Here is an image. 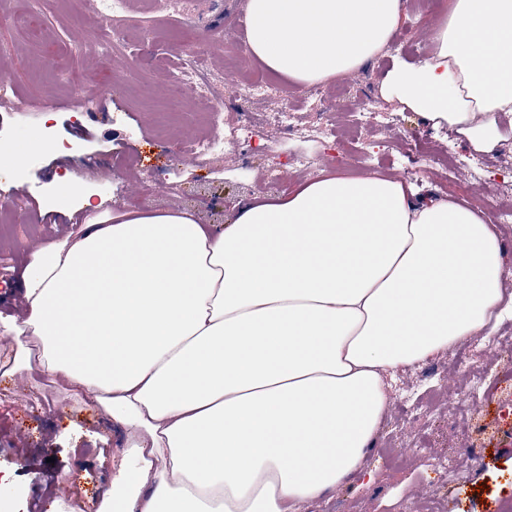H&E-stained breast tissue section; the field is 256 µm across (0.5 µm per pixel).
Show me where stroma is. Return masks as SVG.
Returning a JSON list of instances; mask_svg holds the SVG:
<instances>
[{
	"mask_svg": "<svg viewBox=\"0 0 512 512\" xmlns=\"http://www.w3.org/2000/svg\"><path fill=\"white\" fill-rule=\"evenodd\" d=\"M129 35L121 55L105 49L110 25L99 0H0V46L15 90L0 95V150L28 148L32 134L49 133L51 147L37 162L0 160V282L12 280L29 254L77 232L86 212L79 198L62 199L57 180L71 181L94 204L119 213L134 207L184 208L199 223L225 224L239 201L267 194L270 175L299 156L319 154V170L297 168L279 186L332 170L347 176L371 172L415 184L416 203L451 198L475 207L512 208V140L486 152L475 166L473 150L433 127L398 102L382 98L386 72L397 60L423 61L432 19L424 0H410L409 18L395 34L404 52L381 51L332 86L355 87L347 102L307 100L306 88L285 90L271 77L261 114L228 102L224 123L245 136L222 139L201 153L199 141L214 136L209 104L191 94L174 96L178 58H202L215 93L265 66L240 54L234 70L224 65V41L238 35L247 0H129ZM378 110L364 137L368 152L347 150L336 129L364 96ZM297 102L302 134L286 132L275 113ZM450 142L453 174L436 175L422 161L427 143ZM71 216L59 213L61 205ZM16 343L0 328V512H55L58 500L98 501L113 478L127 433L99 409L68 398L41 373L8 375ZM512 316L489 338L475 337L401 369L388 391L384 417L367 458L375 479L351 478L303 512H412L437 500L442 512H502L512 503ZM456 449L464 474L449 483L433 467Z\"/></svg>",
	"mask_w": 512,
	"mask_h": 512,
	"instance_id": "35a3bbf8",
	"label": "stroma"
}]
</instances>
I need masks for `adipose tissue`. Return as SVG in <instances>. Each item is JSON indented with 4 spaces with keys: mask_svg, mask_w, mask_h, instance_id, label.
<instances>
[{
    "mask_svg": "<svg viewBox=\"0 0 512 512\" xmlns=\"http://www.w3.org/2000/svg\"><path fill=\"white\" fill-rule=\"evenodd\" d=\"M405 0H248L247 51L287 86L357 70ZM382 94L471 149L512 112V0H449L420 63ZM412 184L327 173L240 203L89 220L39 248L1 322L38 366L128 434L96 512H302L365 474L396 370L484 335L506 275L484 213Z\"/></svg>",
    "mask_w": 512,
    "mask_h": 512,
    "instance_id": "obj_1",
    "label": "adipose tissue"
}]
</instances>
